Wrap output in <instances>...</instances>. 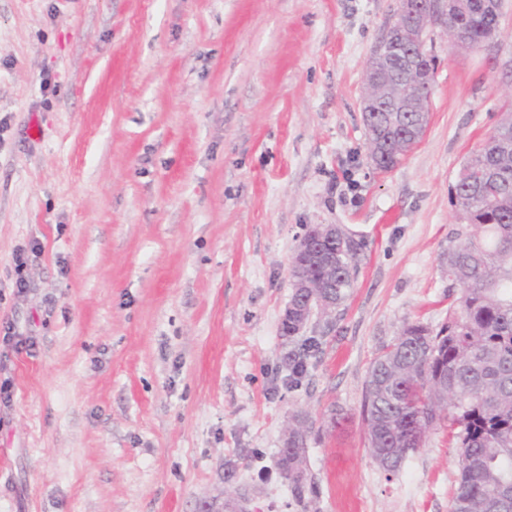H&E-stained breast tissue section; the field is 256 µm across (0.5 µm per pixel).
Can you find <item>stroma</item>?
<instances>
[{"label":"stroma","mask_w":512,"mask_h":512,"mask_svg":"<svg viewBox=\"0 0 512 512\" xmlns=\"http://www.w3.org/2000/svg\"><path fill=\"white\" fill-rule=\"evenodd\" d=\"M397 7L0 0V336L20 341L0 344V512H200L227 490L251 512H449L446 427L382 470L364 384L405 323L460 313L451 189L512 103V0L485 47L435 30L428 130L382 175L360 101ZM309 224L357 243L355 283L286 340ZM299 414L300 501L277 466Z\"/></svg>","instance_id":"stroma-1"}]
</instances>
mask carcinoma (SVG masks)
<instances>
[{
    "label": "carcinoma",
    "instance_id": "cac0c4a2",
    "mask_svg": "<svg viewBox=\"0 0 512 512\" xmlns=\"http://www.w3.org/2000/svg\"><path fill=\"white\" fill-rule=\"evenodd\" d=\"M469 41L486 35L482 14L462 20ZM373 165H397L421 140L426 116L381 112ZM453 199L469 230L448 250V279L461 287L460 315L437 333L406 324L374 360L362 405L369 452L398 472L427 432L448 420L459 448V479L449 512H512V110L463 168ZM312 240L334 261L330 278L320 263L300 268L322 295L341 304L353 288L355 247L341 230L319 239L306 227L298 249ZM278 467L297 499L308 479L306 449H279Z\"/></svg>",
    "mask_w": 512,
    "mask_h": 512
}]
</instances>
